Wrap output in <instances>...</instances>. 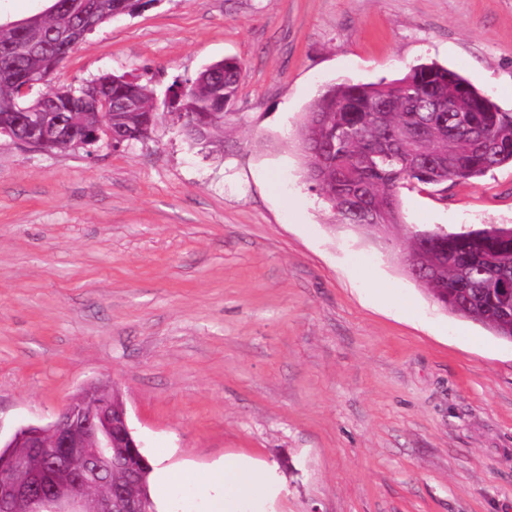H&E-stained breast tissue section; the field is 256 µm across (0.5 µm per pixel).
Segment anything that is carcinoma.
Wrapping results in <instances>:
<instances>
[{
	"mask_svg": "<svg viewBox=\"0 0 512 512\" xmlns=\"http://www.w3.org/2000/svg\"><path fill=\"white\" fill-rule=\"evenodd\" d=\"M60 8L24 33L0 25V119L41 127L59 122L76 133L105 124L130 143L146 138L157 112L153 91L125 76L86 82L99 92L107 114L77 89L57 86L59 40L74 47L102 24L141 12L151 0H51ZM243 65L225 58L202 69L186 87L171 90V107L186 116L183 131L196 144L224 141L227 108L234 103ZM304 173L323 192L341 223L383 237L401 224L397 190L405 184L448 185L512 166V113L467 79L436 63L409 68L377 83H333L318 92L301 124ZM411 274L442 308L479 323L512 342V301L484 287L493 270L512 276V225L441 231L411 224ZM152 468L138 475L137 491L157 512Z\"/></svg>",
	"mask_w": 512,
	"mask_h": 512,
	"instance_id": "obj_1",
	"label": "carcinoma"
}]
</instances>
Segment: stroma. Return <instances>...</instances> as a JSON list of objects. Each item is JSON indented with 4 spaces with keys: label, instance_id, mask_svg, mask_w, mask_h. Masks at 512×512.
Wrapping results in <instances>:
<instances>
[{
    "label": "stroma",
    "instance_id": "1",
    "mask_svg": "<svg viewBox=\"0 0 512 512\" xmlns=\"http://www.w3.org/2000/svg\"><path fill=\"white\" fill-rule=\"evenodd\" d=\"M226 57L224 144L189 145L167 89ZM431 61L512 112V0H151L75 45L56 84L135 78L159 117L118 150L0 136V437L107 385L153 468L276 471L266 512H512V343L304 177L323 85ZM398 196L406 224H512V167Z\"/></svg>",
    "mask_w": 512,
    "mask_h": 512
}]
</instances>
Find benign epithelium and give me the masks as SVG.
<instances>
[{
  "mask_svg": "<svg viewBox=\"0 0 512 512\" xmlns=\"http://www.w3.org/2000/svg\"><path fill=\"white\" fill-rule=\"evenodd\" d=\"M22 126L20 120L0 122V133L34 147L46 139L70 138L68 127L37 135L21 131ZM27 430V451L0 459V512H15L20 505L26 512H144L143 500L130 482L100 492L107 484L104 477L112 474V449H123L133 476L149 467L125 408L112 409L91 388L84 400L69 403L53 423Z\"/></svg>",
  "mask_w": 512,
  "mask_h": 512,
  "instance_id": "obj_1",
  "label": "benign epithelium"
}]
</instances>
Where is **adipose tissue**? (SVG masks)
<instances>
[{"instance_id": "ef3b65f1", "label": "adipose tissue", "mask_w": 512, "mask_h": 512, "mask_svg": "<svg viewBox=\"0 0 512 512\" xmlns=\"http://www.w3.org/2000/svg\"><path fill=\"white\" fill-rule=\"evenodd\" d=\"M202 482L214 495L209 512H241L244 504H259L272 493V479L267 470L245 458L228 455Z\"/></svg>"}]
</instances>
